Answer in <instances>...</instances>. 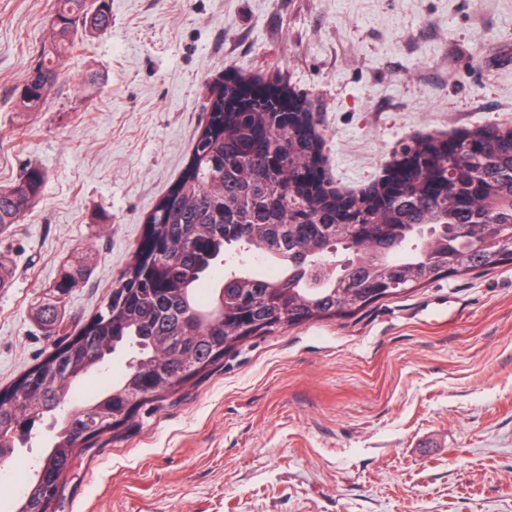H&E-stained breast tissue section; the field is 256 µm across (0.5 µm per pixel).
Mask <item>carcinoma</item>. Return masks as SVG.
<instances>
[{"instance_id": "obj_1", "label": "carcinoma", "mask_w": 512, "mask_h": 512, "mask_svg": "<svg viewBox=\"0 0 512 512\" xmlns=\"http://www.w3.org/2000/svg\"><path fill=\"white\" fill-rule=\"evenodd\" d=\"M112 25L109 0H54L38 58L19 87L23 112H39L58 60ZM214 112L179 179L150 213L144 239L101 312L65 332L66 299L90 258L63 266L36 317L64 332L57 349L0 396V448L59 408L65 414L14 512H49L83 436L115 432L236 352L247 336L304 322L345 319L445 277L512 264V126L399 140L367 187H336L324 163L317 116L280 81L234 74L212 84ZM46 173L23 169L0 189V235L42 195ZM261 256L265 278L247 263ZM224 264L223 276L208 280ZM119 350L112 386L74 398L84 377Z\"/></svg>"}]
</instances>
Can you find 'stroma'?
I'll use <instances>...</instances> for the list:
<instances>
[{
    "label": "stroma",
    "instance_id": "1",
    "mask_svg": "<svg viewBox=\"0 0 512 512\" xmlns=\"http://www.w3.org/2000/svg\"><path fill=\"white\" fill-rule=\"evenodd\" d=\"M52 7L0 0V188L48 174L0 241V391L52 350L32 308L73 255L94 261L68 329L103 309L226 70L311 102L343 189L401 138L512 125V0H112L111 29L23 116ZM50 432L20 449L0 512ZM64 484L54 512H512V264L255 337L76 450Z\"/></svg>",
    "mask_w": 512,
    "mask_h": 512
}]
</instances>
